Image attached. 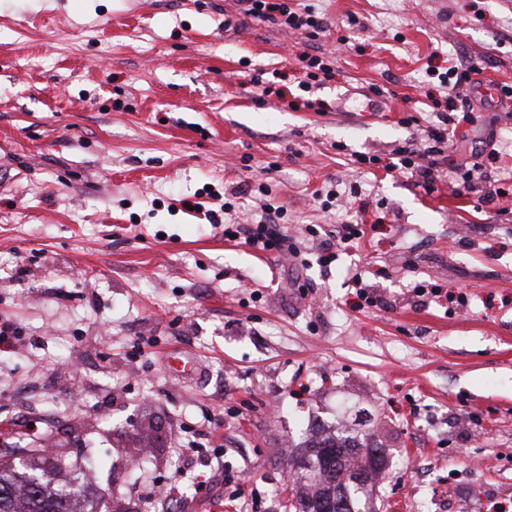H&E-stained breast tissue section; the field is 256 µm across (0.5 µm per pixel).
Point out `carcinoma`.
<instances>
[{
  "label": "carcinoma",
  "mask_w": 512,
  "mask_h": 512,
  "mask_svg": "<svg viewBox=\"0 0 512 512\" xmlns=\"http://www.w3.org/2000/svg\"><path fill=\"white\" fill-rule=\"evenodd\" d=\"M369 439L338 433L291 454L288 512H372L370 492L388 458ZM43 477L33 451L22 464L0 462V512H97L84 506L85 490L68 484L52 489Z\"/></svg>",
  "instance_id": "carcinoma-1"
}]
</instances>
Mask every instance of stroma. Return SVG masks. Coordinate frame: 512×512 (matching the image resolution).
I'll return each instance as SVG.
<instances>
[{"label":"stroma","instance_id":"obj_1","mask_svg":"<svg viewBox=\"0 0 512 512\" xmlns=\"http://www.w3.org/2000/svg\"><path fill=\"white\" fill-rule=\"evenodd\" d=\"M298 2L317 42L237 0H0V444L48 437L101 512H285L283 448L357 402L390 457L379 512L512 501V103L484 90L512 82V0ZM319 51L342 75L303 91ZM431 57L479 69L447 155L496 151L497 204L352 161L424 140ZM243 184L241 214L286 207L295 253L210 223ZM340 224L374 230L320 265Z\"/></svg>","mask_w":512,"mask_h":512}]
</instances>
